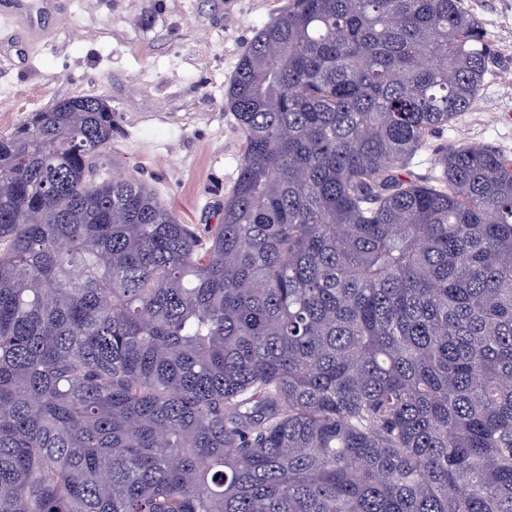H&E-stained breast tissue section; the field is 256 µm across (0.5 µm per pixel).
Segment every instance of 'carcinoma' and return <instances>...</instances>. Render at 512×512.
I'll return each instance as SVG.
<instances>
[{
	"instance_id": "cac0c4a2",
	"label": "carcinoma",
	"mask_w": 512,
	"mask_h": 512,
	"mask_svg": "<svg viewBox=\"0 0 512 512\" xmlns=\"http://www.w3.org/2000/svg\"><path fill=\"white\" fill-rule=\"evenodd\" d=\"M490 56L460 0H288L202 233L101 97L0 133V512H512V160L399 176Z\"/></svg>"
}]
</instances>
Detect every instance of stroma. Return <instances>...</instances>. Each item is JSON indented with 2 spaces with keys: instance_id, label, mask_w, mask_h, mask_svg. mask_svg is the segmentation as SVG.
<instances>
[{
  "instance_id": "stroma-1",
  "label": "stroma",
  "mask_w": 512,
  "mask_h": 512,
  "mask_svg": "<svg viewBox=\"0 0 512 512\" xmlns=\"http://www.w3.org/2000/svg\"><path fill=\"white\" fill-rule=\"evenodd\" d=\"M287 0H57L52 36L0 27V133L75 95L112 107V171L148 184L182 223H218L236 181L242 133L224 105L257 29ZM492 56L471 107L434 134L401 176L439 172L446 144L488 145L512 158V0H461Z\"/></svg>"
}]
</instances>
